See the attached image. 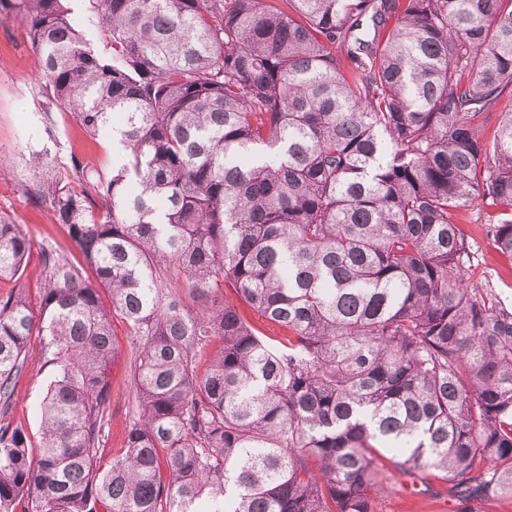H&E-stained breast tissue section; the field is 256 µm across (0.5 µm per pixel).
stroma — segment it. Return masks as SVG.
Segmentation results:
<instances>
[{
  "label": "stroma",
  "instance_id": "stroma-1",
  "mask_svg": "<svg viewBox=\"0 0 512 512\" xmlns=\"http://www.w3.org/2000/svg\"><path fill=\"white\" fill-rule=\"evenodd\" d=\"M45 80L21 19L0 22V213L10 217L32 239L31 253L20 280H0V299L9 296L16 284H25L30 300L39 298V246L54 243L80 260L76 244L66 229L54 223L47 204L35 195L39 175L29 165L31 153L45 152L58 171H66L71 155L84 157L101 173L112 170L111 142L94 140L81 131L67 112L47 113ZM489 210L474 201L459 212L458 224L473 246L475 256L467 276L469 287H491L512 305V260L503 258L488 234ZM117 353L109 368L112 387L108 457L122 453L126 416L135 403L130 376L132 345L124 323L115 322ZM53 379L40 358V343L32 341L28 363L19 377L11 405L4 419L25 427L38 438L40 403ZM380 492L373 498L374 512H457L449 502L446 485L437 478L421 483L392 469L381 471Z\"/></svg>",
  "mask_w": 512,
  "mask_h": 512
}]
</instances>
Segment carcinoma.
<instances>
[{
	"label": "carcinoma",
	"mask_w": 512,
	"mask_h": 512,
	"mask_svg": "<svg viewBox=\"0 0 512 512\" xmlns=\"http://www.w3.org/2000/svg\"><path fill=\"white\" fill-rule=\"evenodd\" d=\"M88 2L106 56L63 0H0L50 103L122 145L109 175L31 156L85 266L46 245L38 310L0 300V411L32 337L55 372L37 460L0 425V512H372L386 463L459 512L512 492V307L466 284L455 221L494 208L512 259V105L477 125L512 0ZM32 248L0 215V278ZM115 315L136 409L103 465Z\"/></svg>",
	"instance_id": "obj_1"
}]
</instances>
